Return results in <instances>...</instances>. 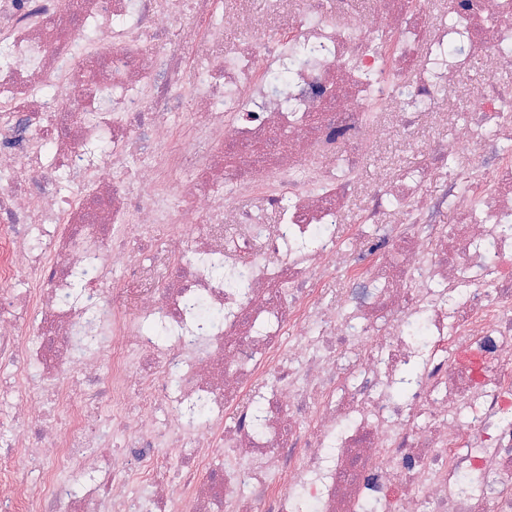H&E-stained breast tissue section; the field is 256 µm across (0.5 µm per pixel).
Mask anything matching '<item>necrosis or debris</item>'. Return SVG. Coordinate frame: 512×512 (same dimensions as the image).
<instances>
[{
    "label": "necrosis or debris",
    "mask_w": 512,
    "mask_h": 512,
    "mask_svg": "<svg viewBox=\"0 0 512 512\" xmlns=\"http://www.w3.org/2000/svg\"><path fill=\"white\" fill-rule=\"evenodd\" d=\"M266 3L0 0V512H512V90L447 51L512 71V0ZM436 113H450L448 117V134L452 132L453 123L461 121L460 115L471 113L469 103L464 100L448 101V97H433L428 100V108L413 127L403 130L391 127L382 141L365 161L360 171L363 180L374 183L380 177L395 174L400 169L416 164L423 159L425 140L431 137L430 118ZM417 142L418 147H411L409 141Z\"/></svg>",
    "instance_id": "1"
}]
</instances>
